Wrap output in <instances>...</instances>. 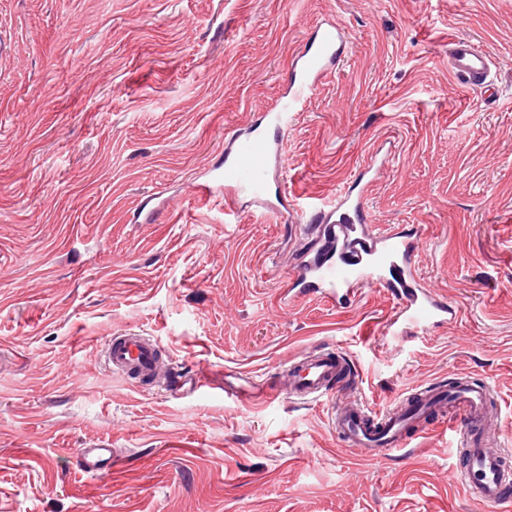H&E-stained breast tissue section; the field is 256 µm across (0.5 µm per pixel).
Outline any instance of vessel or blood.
Returning a JSON list of instances; mask_svg holds the SVG:
<instances>
[{"label":"vessel or blood","instance_id":"obj_1","mask_svg":"<svg viewBox=\"0 0 512 512\" xmlns=\"http://www.w3.org/2000/svg\"><path fill=\"white\" fill-rule=\"evenodd\" d=\"M344 51V32L333 22L315 27L295 59L293 81L271 109L258 121L270 128L285 124L299 111L318 85L332 74ZM450 69L465 87L486 85L489 59L465 39L452 42ZM281 154L278 140L260 133L235 132L224 151V162L204 181L194 182L190 193L200 205L223 199L224 212L234 215L242 192L269 199L275 183L271 173ZM377 171L361 168L337 194L334 202H312L300 234L321 241L319 254L297 263L284 291L289 300L316 297L331 307L342 308L358 297L365 285L383 288L397 308L386 325L385 335L398 340L409 332L428 333L456 319L457 307L447 297L423 285L416 268L420 234L397 230L372 234L364 214V200ZM276 211V204L268 206ZM161 351L155 341L134 331L110 336L105 341V363L114 372L138 383L153 381L160 370ZM281 389L272 397L319 399L335 385H354L355 375L347 358L335 352L313 349L289 361ZM332 424L342 446L362 460L376 462L390 452H404L428 426L440 419L464 449L466 464L456 476L478 502L492 512L512 507V469L499 448L497 418L487 401L486 386L462 377L447 386L413 390L409 397L383 410L346 398L333 406ZM86 473L111 470L112 451L87 448L82 453Z\"/></svg>","mask_w":512,"mask_h":512}]
</instances>
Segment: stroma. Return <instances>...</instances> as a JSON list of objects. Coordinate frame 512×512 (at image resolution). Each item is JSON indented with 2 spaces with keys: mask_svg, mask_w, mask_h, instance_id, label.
Returning a JSON list of instances; mask_svg holds the SVG:
<instances>
[{
  "mask_svg": "<svg viewBox=\"0 0 512 512\" xmlns=\"http://www.w3.org/2000/svg\"><path fill=\"white\" fill-rule=\"evenodd\" d=\"M347 46L277 136L289 200L323 199L372 156L379 230L417 229L425 283L460 309L388 340L396 303L278 298L311 240L251 196L225 220L187 187L284 93L316 22ZM491 61L463 89L448 44ZM0 512H488L455 480L448 428L362 461L323 398L238 402L331 347L383 409L466 374L485 382L512 468V0H0ZM157 210L154 223L137 219ZM153 337L175 386L135 387L107 336ZM115 448L86 475L79 452Z\"/></svg>",
  "mask_w": 512,
  "mask_h": 512,
  "instance_id": "1",
  "label": "stroma"
}]
</instances>
